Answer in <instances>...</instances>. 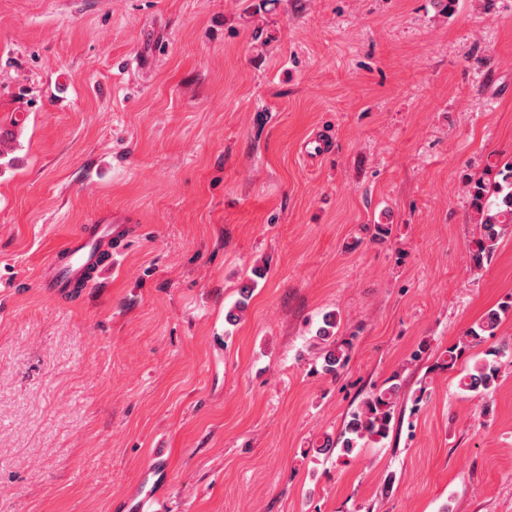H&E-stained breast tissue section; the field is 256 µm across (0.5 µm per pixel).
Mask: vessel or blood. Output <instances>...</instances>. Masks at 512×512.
I'll list each match as a JSON object with an SVG mask.
<instances>
[{
  "label": "vessel or blood",
  "instance_id": "1",
  "mask_svg": "<svg viewBox=\"0 0 512 512\" xmlns=\"http://www.w3.org/2000/svg\"><path fill=\"white\" fill-rule=\"evenodd\" d=\"M129 218L116 213L103 217L84 235L68 239L43 264L39 283L52 296L91 285L105 267V256L122 247Z\"/></svg>",
  "mask_w": 512,
  "mask_h": 512
}]
</instances>
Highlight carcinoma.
<instances>
[{
	"mask_svg": "<svg viewBox=\"0 0 512 512\" xmlns=\"http://www.w3.org/2000/svg\"><path fill=\"white\" fill-rule=\"evenodd\" d=\"M500 180L488 185L483 179H473L468 184V193L480 238L471 260L477 268L489 259L497 249L505 227L512 224V161L499 169ZM512 309L507 303L489 310L484 317L470 327L461 339L448 347L442 356L441 366L452 368L464 351L486 337L496 335L501 314ZM339 325L337 314L328 312L322 317V325L313 336L314 346L320 348L323 372L336 376L349 362L352 342L339 341L335 330ZM512 353V343L505 341L489 350V357L461 372L458 387L463 392L486 393L498 381L499 359ZM400 385L392 383L366 396L351 412L341 434L334 438L326 435L314 448L316 455H328L339 450L338 458H350L369 443H380L389 436L400 401Z\"/></svg>",
	"mask_w": 512,
	"mask_h": 512,
	"instance_id": "carcinoma-1",
	"label": "carcinoma"
}]
</instances>
